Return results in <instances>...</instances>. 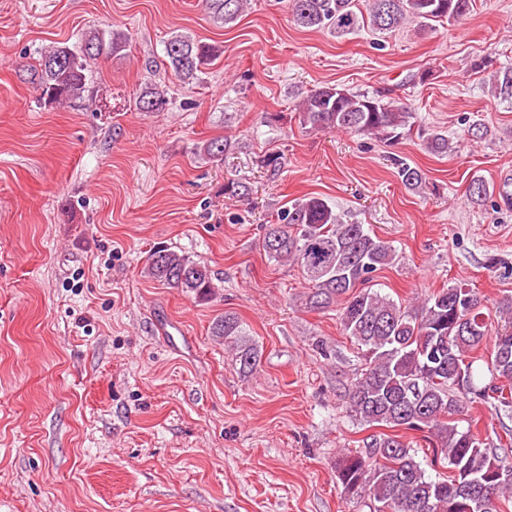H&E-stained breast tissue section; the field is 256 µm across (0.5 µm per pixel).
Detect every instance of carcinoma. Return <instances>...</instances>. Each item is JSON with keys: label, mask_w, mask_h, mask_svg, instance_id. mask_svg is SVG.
<instances>
[{"label": "carcinoma", "mask_w": 512, "mask_h": 512, "mask_svg": "<svg viewBox=\"0 0 512 512\" xmlns=\"http://www.w3.org/2000/svg\"><path fill=\"white\" fill-rule=\"evenodd\" d=\"M248 0H202L213 23L229 25ZM472 0H287L295 25L328 31L343 38L367 26L393 33L410 22L432 27L434 22L457 20L470 11ZM128 33L112 27L81 35L76 42H56L39 52L31 66L40 90L39 100L58 107L76 101L96 102L90 90L92 63L101 56H119ZM220 49L190 33H177L165 45V67L184 85L204 80ZM493 88L512 96V68L498 71ZM169 105L166 86L146 82L136 100L141 112H163ZM305 129H336L398 143L411 131L410 112L382 93L352 92L337 85L309 91L298 103ZM427 147L448 152V136L426 133ZM232 142L210 139L199 147L212 162L224 159ZM403 185L416 190L425 183L422 173L396 160ZM471 200L483 201L488 184L474 178L467 188ZM262 249L268 258L298 267L308 284L305 305L311 310L338 307L344 335L358 346L365 368L348 385L349 412L373 426L425 433L430 463L452 470L446 479L426 475L417 452L400 435L373 434L363 448L341 454L336 463L345 493L363 496L373 512H501L498 503L512 494V468L499 464L496 449L486 446L472 430L459 428L454 415L464 411L469 396L494 400L512 408V299L497 307L504 320L487 362L488 371L504 381L480 386L475 381L471 354L488 335L490 315L483 299L462 284L442 288L416 303L396 301L372 290V274L395 263L396 250L370 233L363 224L345 219L326 199L308 196L295 200L267 224ZM145 274L171 288L209 302L215 286L208 267L186 254L159 247L147 258ZM212 335L224 340L240 368L252 371L258 348L245 340L240 318L226 312L212 324Z\"/></svg>", "instance_id": "carcinoma-1"}]
</instances>
